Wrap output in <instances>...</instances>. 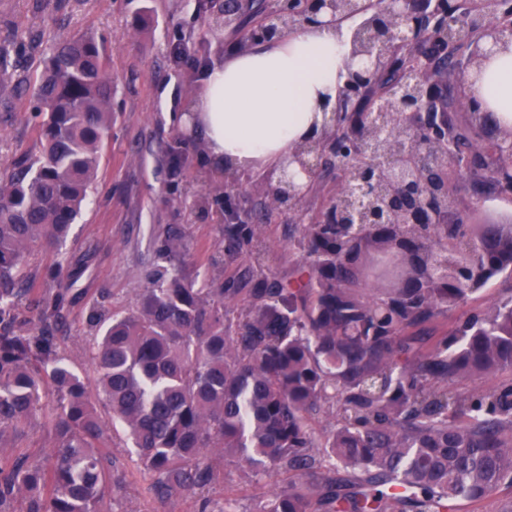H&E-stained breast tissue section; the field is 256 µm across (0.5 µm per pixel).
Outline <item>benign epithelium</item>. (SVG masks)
<instances>
[{
	"mask_svg": "<svg viewBox=\"0 0 512 512\" xmlns=\"http://www.w3.org/2000/svg\"><path fill=\"white\" fill-rule=\"evenodd\" d=\"M353 21L346 77L321 129L298 143L273 191L279 208L297 211L322 161L336 159L343 186L329 205L350 237L378 224H464L451 183L473 165L448 127L441 70L459 60L457 78L470 89L497 55L512 50V0H268L261 22L242 31L247 49L284 33ZM481 112L485 140L512 184V127ZM224 223L247 224L226 200Z\"/></svg>",
	"mask_w": 512,
	"mask_h": 512,
	"instance_id": "obj_1",
	"label": "benign epithelium"
}]
</instances>
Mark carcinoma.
Masks as SVG:
<instances>
[{"instance_id": "obj_1", "label": "carcinoma", "mask_w": 512, "mask_h": 512, "mask_svg": "<svg viewBox=\"0 0 512 512\" xmlns=\"http://www.w3.org/2000/svg\"><path fill=\"white\" fill-rule=\"evenodd\" d=\"M110 58L93 32L56 42L32 81L41 145L0 183V447L25 432L46 394L56 445L43 461L0 456V509L28 495L26 512H98L125 473L107 457L104 429L80 376L58 356L54 301H30L41 330L16 329L30 293V248H58L89 202L111 128ZM460 150L481 158L475 126ZM259 225H224V253L256 247ZM448 240L434 253L425 241ZM305 260L283 283L197 288L174 267L141 290L137 310L114 317L97 343L99 389L123 424L148 492L164 503L225 479L234 461L250 477L281 480L253 512H455L512 488V380L482 392L455 385L512 373V294L438 334L428 326L512 274V224L378 228L351 243L341 224H306ZM170 234L159 252L181 258ZM456 249L470 272L459 286L423 268ZM234 303L235 321L224 314ZM329 407L325 436L310 420Z\"/></svg>"}]
</instances>
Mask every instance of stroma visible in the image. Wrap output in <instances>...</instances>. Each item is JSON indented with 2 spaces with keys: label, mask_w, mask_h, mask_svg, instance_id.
I'll return each mask as SVG.
<instances>
[{
  "label": "stroma",
  "mask_w": 512,
  "mask_h": 512,
  "mask_svg": "<svg viewBox=\"0 0 512 512\" xmlns=\"http://www.w3.org/2000/svg\"><path fill=\"white\" fill-rule=\"evenodd\" d=\"M217 8L216 0H0V43L13 47L0 62V180L14 158L39 153L32 109L19 98L17 83L42 69L58 39L87 30L105 40L111 55L112 129L101 148L91 202L62 249L33 248L24 268L38 296L63 295L55 331L58 353L92 391L97 373L91 351L100 330L90 315L96 311L109 319L135 311L151 273L165 264L158 247L167 230L182 239L187 278L230 280L238 288L251 287L256 274L285 281L303 261L298 246L302 217L320 219L340 190L330 168L300 211L278 210L268 196L271 184L264 170L228 181L199 150L196 131L177 123L206 65L237 49L238 34L215 22ZM179 43L189 49L181 63L171 54ZM179 140L184 159L175 171L167 150ZM220 193L255 215L257 253L225 255ZM52 403L49 397L41 401L10 457L40 459L54 447L45 425ZM94 406L108 428L106 445L127 474L124 491L104 501L101 512H200L203 501L215 504L228 493L236 496L239 512H252L256 500L275 485L274 473L255 481L231 467L225 482L202 494L158 504L145 491L123 430L111 427L110 405L98 397Z\"/></svg>",
  "instance_id": "obj_1"
}]
</instances>
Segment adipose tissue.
Listing matches in <instances>:
<instances>
[{
  "label": "adipose tissue",
  "instance_id": "1",
  "mask_svg": "<svg viewBox=\"0 0 512 512\" xmlns=\"http://www.w3.org/2000/svg\"><path fill=\"white\" fill-rule=\"evenodd\" d=\"M348 55L345 37L328 26L212 62L191 105L208 159L230 174L279 173L294 145L319 129L325 100L344 81ZM471 94L512 113V52L494 61Z\"/></svg>",
  "mask_w": 512,
  "mask_h": 512
}]
</instances>
